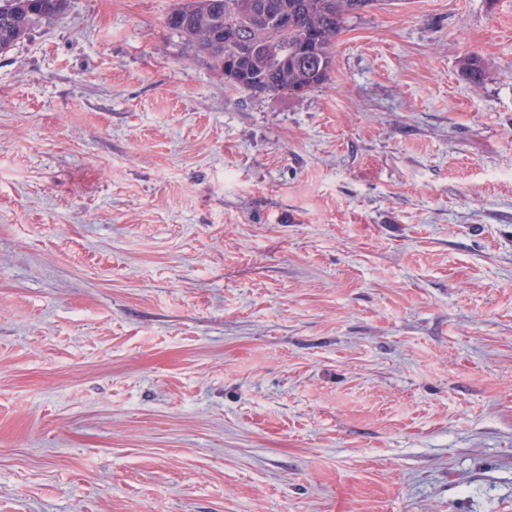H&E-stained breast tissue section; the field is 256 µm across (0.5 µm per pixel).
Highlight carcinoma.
<instances>
[{"mask_svg": "<svg viewBox=\"0 0 512 512\" xmlns=\"http://www.w3.org/2000/svg\"><path fill=\"white\" fill-rule=\"evenodd\" d=\"M378 0H179L165 26L224 72L234 88L298 98L331 79L337 36L347 17ZM67 0H0V54L44 19L64 13ZM288 17V26L280 23ZM462 77L486 76L478 54L460 60Z\"/></svg>", "mask_w": 512, "mask_h": 512, "instance_id": "carcinoma-1", "label": "carcinoma"}]
</instances>
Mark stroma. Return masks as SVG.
Here are the masks:
<instances>
[{"instance_id":"35a3bbf8","label":"stroma","mask_w":512,"mask_h":512,"mask_svg":"<svg viewBox=\"0 0 512 512\" xmlns=\"http://www.w3.org/2000/svg\"><path fill=\"white\" fill-rule=\"evenodd\" d=\"M173 2L0 55V512H512V0L349 17L300 98ZM462 77L470 83L479 84L486 76V65L478 54H467L460 60Z\"/></svg>"}]
</instances>
